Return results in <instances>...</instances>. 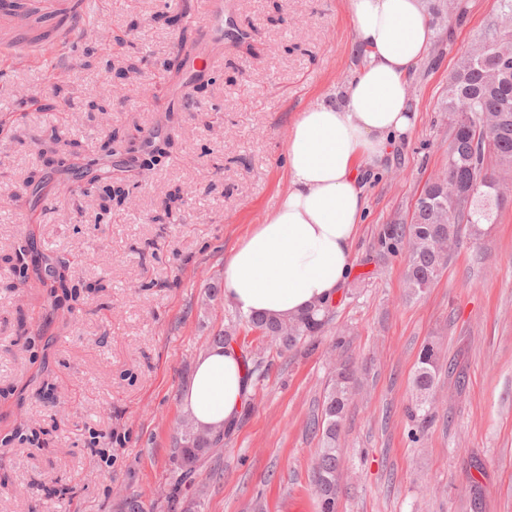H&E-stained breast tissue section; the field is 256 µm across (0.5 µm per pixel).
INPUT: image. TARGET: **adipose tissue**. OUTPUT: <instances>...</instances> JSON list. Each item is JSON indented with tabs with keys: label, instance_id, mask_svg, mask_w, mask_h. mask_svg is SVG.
<instances>
[{
	"label": "adipose tissue",
	"instance_id": "obj_1",
	"mask_svg": "<svg viewBox=\"0 0 512 512\" xmlns=\"http://www.w3.org/2000/svg\"><path fill=\"white\" fill-rule=\"evenodd\" d=\"M347 9L368 58L343 84L340 101L299 112L286 151L287 189L224 262V301L247 317L286 320L336 300L367 204L362 172L380 168L417 123L409 76L433 39L425 0H347ZM248 391L239 349L213 346L198 358L181 410L199 428L231 424Z\"/></svg>",
	"mask_w": 512,
	"mask_h": 512
}]
</instances>
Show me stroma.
<instances>
[{
  "instance_id": "stroma-1",
  "label": "stroma",
  "mask_w": 512,
  "mask_h": 512,
  "mask_svg": "<svg viewBox=\"0 0 512 512\" xmlns=\"http://www.w3.org/2000/svg\"><path fill=\"white\" fill-rule=\"evenodd\" d=\"M89 0V23L52 60L0 70V436L17 424L37 443L0 447V512H116L117 494L167 512L179 395L209 336L236 326L260 362L236 428L206 459L195 512H317L311 485L334 363L359 385L340 443L338 512H512V177L496 223L451 254L424 295L407 294L403 253L381 251L382 225L408 221L447 166L448 75L481 37L494 0L434 23L409 78L419 120L409 141L366 173L354 273L314 344L278 354L239 327L223 298L224 261L287 186L298 112L337 101L361 62L347 0H224L245 42L213 46L217 67L182 91V32L199 40L203 0ZM171 146L147 180L105 157L111 132ZM69 154L72 168L54 163ZM101 160L131 202L102 209L76 165ZM35 239L43 264L71 258L81 299L67 323L45 290L17 284L8 261ZM347 342L336 347L337 335ZM45 346L30 351L26 339ZM445 363L436 420L417 442L405 408L419 352Z\"/></svg>"
}]
</instances>
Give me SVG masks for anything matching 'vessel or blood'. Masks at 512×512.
Returning a JSON list of instances; mask_svg holds the SVG:
<instances>
[{
  "label": "vessel or blood",
  "mask_w": 512,
  "mask_h": 512,
  "mask_svg": "<svg viewBox=\"0 0 512 512\" xmlns=\"http://www.w3.org/2000/svg\"><path fill=\"white\" fill-rule=\"evenodd\" d=\"M87 0H0V59L16 62L20 48L69 44L77 34ZM211 41L241 38L242 33L224 17V0H213L207 20Z\"/></svg>",
  "instance_id": "obj_1"
}]
</instances>
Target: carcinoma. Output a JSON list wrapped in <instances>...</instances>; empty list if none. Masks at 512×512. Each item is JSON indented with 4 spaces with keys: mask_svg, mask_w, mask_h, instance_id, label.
I'll list each match as a JSON object with an SVG mask.
<instances>
[{
    "mask_svg": "<svg viewBox=\"0 0 512 512\" xmlns=\"http://www.w3.org/2000/svg\"><path fill=\"white\" fill-rule=\"evenodd\" d=\"M480 45L481 53L467 52L448 75L443 103L449 119L448 168L444 176L464 188L479 181L469 211L454 209L448 196L431 181L422 190L408 223L386 224L379 232L380 246L388 252L408 243L405 282L414 295L425 293L445 265L434 241H461L463 224L468 225L470 237L479 238L483 225L495 223L502 206L495 185L503 175L512 173V0H495V14L484 29ZM12 261L20 284H27L33 274L43 281L33 244L18 247ZM68 269V260L63 258L48 269L49 295L53 309L70 314L79 292L66 274ZM329 312L325 305L288 324L263 315L243 317L241 321L280 351L288 352L321 335ZM439 370L436 344L429 341L420 350L412 379V400L407 407L409 434L416 442L435 420L430 398ZM354 389L355 370L345 361L336 367L327 387L321 415L310 422L311 431L320 435L321 442L311 479L320 512H337L336 481L343 456L339 436ZM187 442L186 433L178 431L173 455L181 456L183 464L175 466L167 497L170 510L176 508L182 487L195 482L202 462L224 446L222 438L212 444L197 441L190 447Z\"/></svg>",
    "mask_w": 512,
    "mask_h": 512,
    "instance_id": "cac0c4a2",
    "label": "carcinoma"
}]
</instances>
